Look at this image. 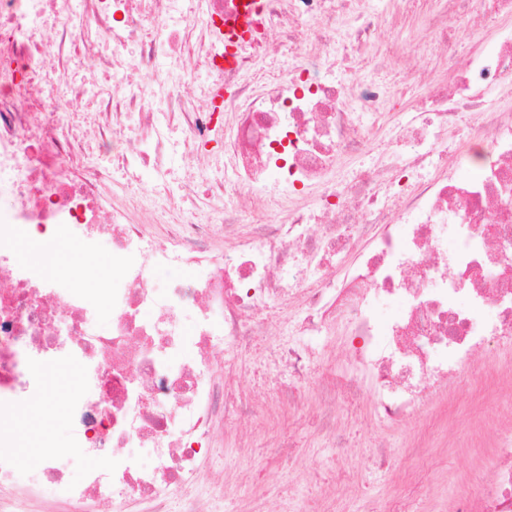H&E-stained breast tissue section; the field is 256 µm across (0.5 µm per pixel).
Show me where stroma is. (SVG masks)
<instances>
[{
    "label": "stroma",
    "mask_w": 512,
    "mask_h": 512,
    "mask_svg": "<svg viewBox=\"0 0 512 512\" xmlns=\"http://www.w3.org/2000/svg\"><path fill=\"white\" fill-rule=\"evenodd\" d=\"M384 45L397 49V57L379 69L377 78L388 86L403 90L401 107L414 105L420 90L411 69L416 54L431 52L422 37V20L401 15L398 24L383 32ZM479 375L465 383L441 388L433 404L420 416L394 426L379 418L374 402L368 398L349 400L339 396L338 404L347 416L341 422L352 459L340 457L332 439L322 430L317 404H310L303 416H295L286 403H273L266 418L247 421L253 432L249 454L238 448V429L226 427L208 452L207 469L229 471L248 465L249 481L241 484L234 497L224 503V512H266L281 498L290 499L297 512H360L364 498L381 505L407 495L413 483H422L425 494L416 500L414 512H438L444 498L471 490L477 468L488 467L512 424V389L503 374L512 369V347H502L479 360ZM238 386L254 395L280 389L289 382L280 372L266 342L260 341L242 357ZM73 367L54 370L45 384L39 403L40 413L31 414L35 427L44 420L54 424L40 448H25L20 442L0 444V451L15 456L25 467L38 466L44 458H64L71 440L68 403L78 393L71 379ZM293 443L297 463L288 466L269 457L272 441ZM396 449L406 458L403 470L380 469L371 459L377 449ZM352 468L351 491L334 494L339 473Z\"/></svg>",
    "instance_id": "stroma-1"
}]
</instances>
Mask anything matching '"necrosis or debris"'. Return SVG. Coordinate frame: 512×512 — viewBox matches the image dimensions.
<instances>
[{
	"label": "necrosis or debris",
	"mask_w": 512,
	"mask_h": 512,
	"mask_svg": "<svg viewBox=\"0 0 512 512\" xmlns=\"http://www.w3.org/2000/svg\"><path fill=\"white\" fill-rule=\"evenodd\" d=\"M357 2L265 0L228 44L243 0H0V416L36 400L52 367H79L67 458L25 469L0 454V512H27L46 492L102 512H199L204 498L221 512L247 473L218 485L202 459L222 425L263 418L265 402L231 381L252 344L273 338L266 311L292 300L295 335L351 338L359 377H318L331 436L337 393L400 422L490 343L512 345V0H438L425 36L454 79L424 85L409 110L374 72L343 77L376 57L384 25ZM476 19L487 38L461 42ZM309 23L318 38L306 45ZM279 52L287 67L268 66ZM73 100L91 119L62 110ZM462 113L467 148L454 152ZM370 131L392 151L336 182L337 156L357 157ZM179 142L199 167L172 190ZM433 165L447 178L426 177ZM116 174L120 206L105 190ZM246 193L245 226L234 200ZM202 196L224 200L220 216ZM31 225L37 252H107L111 280L90 288L19 259ZM349 251L361 258L342 281L323 278ZM162 268L175 277L158 280ZM281 357L293 382L279 396L306 410L313 354ZM442 512H512V447Z\"/></svg>",
	"instance_id": "1"
}]
</instances>
